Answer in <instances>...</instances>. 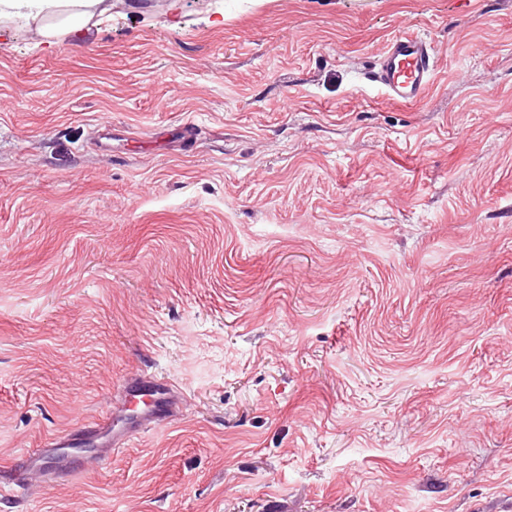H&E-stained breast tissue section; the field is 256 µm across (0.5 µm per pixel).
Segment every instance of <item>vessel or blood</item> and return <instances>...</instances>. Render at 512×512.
Wrapping results in <instances>:
<instances>
[{"mask_svg":"<svg viewBox=\"0 0 512 512\" xmlns=\"http://www.w3.org/2000/svg\"><path fill=\"white\" fill-rule=\"evenodd\" d=\"M437 71L432 42L423 35L403 32L390 40L369 79L383 89L388 101L412 106L425 98ZM178 409L179 399L170 384L149 377L127 379L122 406L110 417L78 425L51 440V447L79 451L73 459L57 464L56 477L68 479L96 470L108 448L123 446L147 425L172 420ZM44 474L39 453H32L21 471L0 469V489H27L40 483Z\"/></svg>","mask_w":512,"mask_h":512,"instance_id":"obj_1","label":"vessel or blood"}]
</instances>
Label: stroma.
Listing matches in <instances>:
<instances>
[{
    "mask_svg": "<svg viewBox=\"0 0 512 512\" xmlns=\"http://www.w3.org/2000/svg\"><path fill=\"white\" fill-rule=\"evenodd\" d=\"M0 0V465L134 373L172 423L0 512H512V0ZM402 31L438 75L367 79ZM39 3L37 11L27 17L34 25H40L47 17H63L57 24L39 27V33L48 39L96 25L97 21H92L112 9V1L106 0H40ZM437 62L431 41L402 32L390 40L368 79L384 90L388 101L412 106L425 98L438 71Z\"/></svg>",
    "mask_w": 512,
    "mask_h": 512,
    "instance_id": "35a3bbf8",
    "label": "stroma"
}]
</instances>
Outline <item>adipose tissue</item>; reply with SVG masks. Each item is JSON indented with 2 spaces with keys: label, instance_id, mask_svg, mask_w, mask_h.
<instances>
[{
  "label": "adipose tissue",
  "instance_id": "obj_1",
  "mask_svg": "<svg viewBox=\"0 0 512 512\" xmlns=\"http://www.w3.org/2000/svg\"><path fill=\"white\" fill-rule=\"evenodd\" d=\"M110 0H40L29 21L38 24L40 34L48 39L89 28L92 21L109 12Z\"/></svg>",
  "mask_w": 512,
  "mask_h": 512
}]
</instances>
